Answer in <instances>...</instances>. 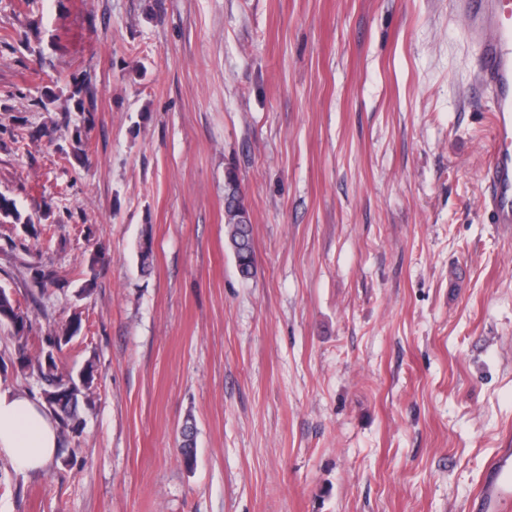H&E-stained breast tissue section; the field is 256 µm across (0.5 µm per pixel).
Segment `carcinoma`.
Masks as SVG:
<instances>
[{
    "label": "carcinoma",
    "mask_w": 512,
    "mask_h": 512,
    "mask_svg": "<svg viewBox=\"0 0 512 512\" xmlns=\"http://www.w3.org/2000/svg\"><path fill=\"white\" fill-rule=\"evenodd\" d=\"M0 223L12 224L25 236L39 237L45 231L35 225L30 215L23 214L15 200L0 194ZM227 248L232 254L237 271L244 279L256 272V259L253 246L252 225L227 222ZM30 278L34 284L45 289L57 284L53 271L42 265H28ZM12 327L17 341L16 364L23 371L37 374L41 382L42 399L56 414L61 427L66 432L82 431L77 410L84 401L85 392L90 390L95 379L94 367L89 364L75 376L60 370L58 360L63 347L68 345L81 328L80 316H74L70 322L60 328L51 329L41 339L38 355L32 357L27 352L26 333L30 329L28 317L20 311L12 293L0 286V325ZM180 452L184 464L188 467L195 462L194 425L187 421L182 428Z\"/></svg>",
    "instance_id": "carcinoma-1"
}]
</instances>
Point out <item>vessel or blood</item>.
<instances>
[{
  "label": "vessel or blood",
  "instance_id": "vessel-or-blood-1",
  "mask_svg": "<svg viewBox=\"0 0 512 512\" xmlns=\"http://www.w3.org/2000/svg\"><path fill=\"white\" fill-rule=\"evenodd\" d=\"M467 37L480 49L478 84L491 97L492 155L483 172L484 213L512 232V0H454ZM471 512H512V448L491 458L471 499Z\"/></svg>",
  "mask_w": 512,
  "mask_h": 512
}]
</instances>
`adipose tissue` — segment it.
Wrapping results in <instances>:
<instances>
[{
    "label": "adipose tissue",
    "instance_id": "1",
    "mask_svg": "<svg viewBox=\"0 0 512 512\" xmlns=\"http://www.w3.org/2000/svg\"><path fill=\"white\" fill-rule=\"evenodd\" d=\"M59 447V424L45 404L0 387V456L19 469L40 471L55 460Z\"/></svg>",
    "mask_w": 512,
    "mask_h": 512
}]
</instances>
